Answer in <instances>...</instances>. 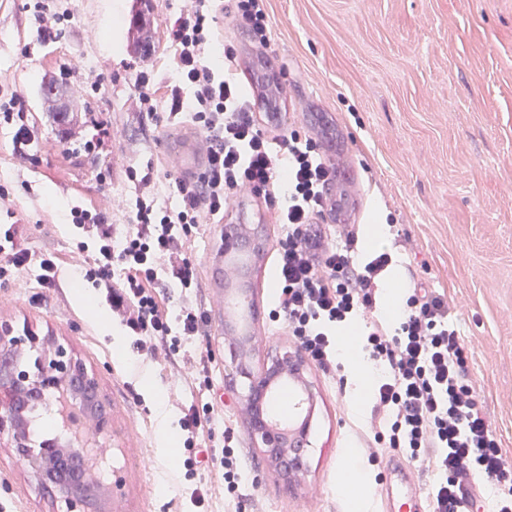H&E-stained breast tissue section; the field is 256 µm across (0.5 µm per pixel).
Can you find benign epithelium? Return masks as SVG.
Wrapping results in <instances>:
<instances>
[{"mask_svg":"<svg viewBox=\"0 0 512 512\" xmlns=\"http://www.w3.org/2000/svg\"><path fill=\"white\" fill-rule=\"evenodd\" d=\"M37 343L39 340L34 336L18 334L13 328L0 325V358L22 353ZM76 362L70 346L55 339L44 347L36 369L31 370L21 364L9 376L0 379V440L7 439L25 464L46 479L55 477L52 466L60 459L84 471L93 465L104 464L109 451L111 424L106 418L88 421L85 427L77 430L65 423L64 436L55 445L33 448L25 437L24 427L14 416L15 402L24 392L39 394V402L52 393L60 396L67 394ZM238 368L244 370V377L248 379L240 400L249 430L260 438L264 454L283 479L290 482L303 470L299 462L303 461L308 446L310 408L306 404L310 403V398L302 399L304 411L286 424L275 421L261 410H255L254 402L269 400L280 385H302L305 364L300 357L285 352L271 357L265 367L254 374L247 372V366L242 362L238 363ZM56 493L59 502L63 503L64 512H86L81 496L65 492L61 484L57 485Z\"/></svg>","mask_w":512,"mask_h":512,"instance_id":"obj_1","label":"benign epithelium"}]
</instances>
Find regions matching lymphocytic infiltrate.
Wrapping results in <instances>:
<instances>
[{"mask_svg": "<svg viewBox=\"0 0 512 512\" xmlns=\"http://www.w3.org/2000/svg\"><path fill=\"white\" fill-rule=\"evenodd\" d=\"M227 12L247 24L254 46L270 44V17L265 0H230ZM214 0H192L187 16L167 30L174 49L166 96H155L154 65L145 63L136 76V108L148 115L164 111L169 122L189 117L202 135L206 165L192 180L173 178L177 203L157 202L153 172L129 169L138 195L129 222L111 223L107 209L70 210L75 227L89 240L77 253L84 277L102 288L105 300L134 337L137 350L179 354L182 342L203 335L206 314L197 306L171 310L160 282L191 292L200 286L192 245L203 219H224L243 197L262 198L273 223L285 234L275 251L278 298L270 321L285 324L306 358L322 369L336 364L332 329L362 318L363 347L382 369L372 391L373 411L386 427L375 432L379 447L402 454L409 463L434 465L438 478L428 492L430 512H460L475 498L476 481L486 477L501 492L498 512H512V458L504 452L490 417L478 403L468 379L471 354L448 313V304L423 284L410 288L397 328L376 312L378 283L392 263L387 252L365 263L349 260L346 249L357 241L355 225L343 227L338 247L320 226L334 211V168L322 143L293 130L268 131L269 121L256 109L253 93L238 80L240 49L225 42L224 66L214 68L210 53L216 31ZM0 120L15 125L12 155L18 165L31 163L35 135L26 122V92L16 88L0 101ZM33 251L22 224L0 225V286L27 270ZM183 462L194 469L192 453L204 436L214 435V407L192 403L179 419Z\"/></svg>", "mask_w": 512, "mask_h": 512, "instance_id": "f902f5d3", "label": "lymphocytic infiltrate"}]
</instances>
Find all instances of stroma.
Listing matches in <instances>:
<instances>
[{
    "instance_id": "1",
    "label": "stroma",
    "mask_w": 512,
    "mask_h": 512,
    "mask_svg": "<svg viewBox=\"0 0 512 512\" xmlns=\"http://www.w3.org/2000/svg\"><path fill=\"white\" fill-rule=\"evenodd\" d=\"M24 0H0V89L27 93V119L35 131L34 164L18 167L12 130L0 125V224H24L36 254L63 264L60 285L42 287L31 265L0 287V324L67 342L93 370L111 403L112 451L107 461L120 481V512H193L195 479L183 468V442L159 444L158 429L178 420L191 395L186 380L208 355L218 425L232 427L242 459L237 497L224 493L213 467L205 512H380V481L394 451L372 444V389L340 366L309 367L314 402L299 485H285L266 462L236 398L245 378L228 384L233 346L225 343L218 299L209 288L206 255L217 243L202 226L193 250L202 288L168 289L174 305L201 306L205 334L179 355L138 352L123 335L119 360L113 332L122 326L104 302L88 307L79 290L81 262L71 248L79 231L69 209L112 201V223H127L136 187L127 167L165 170L170 143L191 133L164 115L137 111L132 98L144 56L156 63L164 88L174 49L169 25L190 0H152L149 53L131 52L127 31L136 0H57L68 11L65 36L44 44ZM272 41L253 50L244 21L219 17V36L242 48L239 79L256 83L277 74L282 123L318 135L334 147L344 191L360 227L377 226L375 241L359 236L354 257L377 248L393 258L389 280L416 279L448 300L454 323L472 354L470 380L512 457V0H267ZM105 77L100 90L82 91L88 72ZM59 81V110L74 111L85 129L103 124L111 135L88 152L61 145L59 126L39 94L42 80ZM287 330L269 319L256 325L248 362L259 370L270 355L296 351ZM0 512H56L14 449L0 446Z\"/></svg>"
}]
</instances>
